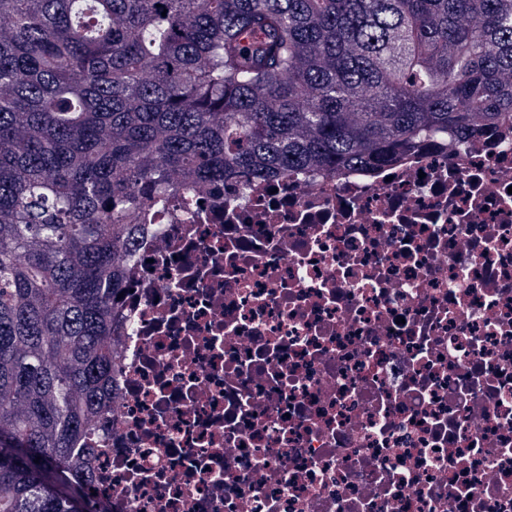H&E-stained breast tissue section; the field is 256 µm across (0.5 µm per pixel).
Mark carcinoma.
<instances>
[{"label": "carcinoma", "mask_w": 512, "mask_h": 512, "mask_svg": "<svg viewBox=\"0 0 512 512\" xmlns=\"http://www.w3.org/2000/svg\"><path fill=\"white\" fill-rule=\"evenodd\" d=\"M508 115L512 0H0V512H88L148 204Z\"/></svg>", "instance_id": "carcinoma-1"}]
</instances>
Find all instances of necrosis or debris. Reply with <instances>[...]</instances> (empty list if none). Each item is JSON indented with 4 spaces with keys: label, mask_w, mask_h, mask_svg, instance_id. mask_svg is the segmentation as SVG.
Here are the masks:
<instances>
[{
    "label": "necrosis or debris",
    "mask_w": 512,
    "mask_h": 512,
    "mask_svg": "<svg viewBox=\"0 0 512 512\" xmlns=\"http://www.w3.org/2000/svg\"><path fill=\"white\" fill-rule=\"evenodd\" d=\"M148 214L96 512H512L511 120Z\"/></svg>",
    "instance_id": "necrosis-or-debris-1"
}]
</instances>
